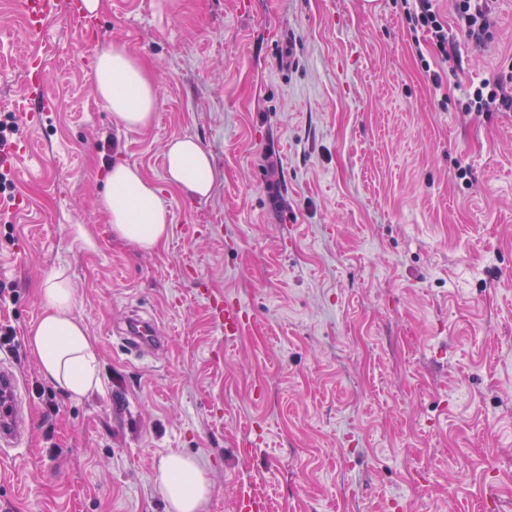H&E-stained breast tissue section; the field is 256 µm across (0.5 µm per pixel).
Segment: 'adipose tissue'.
<instances>
[{
	"mask_svg": "<svg viewBox=\"0 0 512 512\" xmlns=\"http://www.w3.org/2000/svg\"><path fill=\"white\" fill-rule=\"evenodd\" d=\"M94 89L126 128L149 126L154 118L156 86L119 42L96 53ZM168 185L196 197L207 196L215 183L210 156L191 137L171 139L165 149ZM99 206L114 237L149 251L168 235L170 211L158 187L133 165L117 162L107 171ZM44 310L28 330L30 350L43 377L81 398L98 385L95 344L75 313L67 278L56 274L43 290ZM156 480L170 512H199L209 484L190 458L171 453L161 458Z\"/></svg>",
	"mask_w": 512,
	"mask_h": 512,
	"instance_id": "adipose-tissue-1",
	"label": "adipose tissue"
}]
</instances>
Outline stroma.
I'll use <instances>...</instances> for the list:
<instances>
[{
	"label": "stroma",
	"instance_id": "stroma-1",
	"mask_svg": "<svg viewBox=\"0 0 512 512\" xmlns=\"http://www.w3.org/2000/svg\"><path fill=\"white\" fill-rule=\"evenodd\" d=\"M412 5L104 0L90 30L57 17L33 37L0 0V114L23 150L0 154L15 184L0 327L17 344L0 361L43 392L26 448L0 461V512H167L155 475L171 453L208 480L200 512H233L242 491L268 512H512V111L458 105L512 56V0H495L482 48L433 0L453 68L411 30ZM114 42L157 88L148 127L119 124L94 90ZM34 57L50 107L33 121ZM186 135L213 160L205 198L164 179ZM118 160L171 212L153 250L114 238L98 205ZM78 224L93 249L74 245ZM59 272L98 355L79 400L28 345ZM211 294L247 307L239 335L214 323ZM133 308L165 336L154 356L117 332Z\"/></svg>",
	"mask_w": 512,
	"mask_h": 512
}]
</instances>
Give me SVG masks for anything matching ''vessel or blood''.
Here are the masks:
<instances>
[{
    "mask_svg": "<svg viewBox=\"0 0 512 512\" xmlns=\"http://www.w3.org/2000/svg\"><path fill=\"white\" fill-rule=\"evenodd\" d=\"M25 23L31 32H41L50 17L58 16L70 21L74 26L85 27L87 18L80 0H21ZM211 315L224 330L225 336L236 335L241 329L246 314L240 303L212 301ZM125 346L133 356L142 353H155L161 350L163 340L152 319L133 314L126 321ZM0 379L5 387L0 390V456L8 450L25 447L30 429L26 413L29 399L11 368H0Z\"/></svg>",
    "mask_w": 512,
    "mask_h": 512,
    "instance_id": "obj_1",
    "label": "vessel or blood"
}]
</instances>
